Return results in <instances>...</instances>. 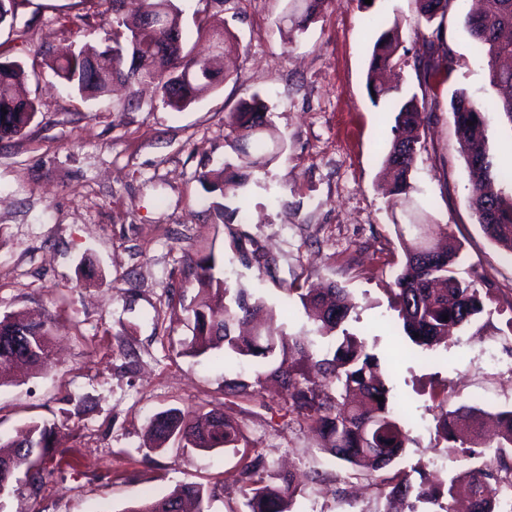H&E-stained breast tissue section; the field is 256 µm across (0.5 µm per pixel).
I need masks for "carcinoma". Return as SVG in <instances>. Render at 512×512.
I'll list each match as a JSON object with an SVG mask.
<instances>
[{
	"instance_id": "carcinoma-1",
	"label": "carcinoma",
	"mask_w": 512,
	"mask_h": 512,
	"mask_svg": "<svg viewBox=\"0 0 512 512\" xmlns=\"http://www.w3.org/2000/svg\"><path fill=\"white\" fill-rule=\"evenodd\" d=\"M112 21L103 29L101 45L82 44L71 54L55 61V75L86 98L105 96L117 81L133 88L155 85L161 102L180 111L210 93L228 77L218 60L224 57L227 38L224 27L201 24L198 37L212 41L220 37V51L202 57L185 47L181 11L175 0H142L132 19L121 13L120 0H110ZM303 10L291 19L288 39L304 30L326 0H302ZM453 0H417L419 13L432 20L444 13ZM18 0H0V26L14 28ZM468 32L485 54L488 80L496 92V109L512 124V68L500 64L512 57V40L502 32L512 29V0H483L479 14L467 20ZM401 23L393 20L373 44L367 73V89L375 93L372 101L386 100L393 112V139L383 161L392 177L390 193L398 199L413 189L411 172L422 147L421 130L430 123L432 113L419 110L416 97L403 100L398 87L383 82L388 70L401 65ZM421 84L428 90L447 79L435 44H423L416 55ZM32 73L19 60H0V139L20 136L33 122L38 106L19 93V87ZM487 108L460 94L451 101L455 135L466 156L470 194L468 204L485 237L512 254V197L495 189L507 176L489 155L485 127ZM268 106L259 94L225 116L227 137L236 153L235 162L201 173L202 180L220 191L222 197H236L247 186L253 170L279 157L281 151L270 146L263 136ZM404 260L392 292L405 335L416 346L434 354L451 327H464L484 311L479 289L458 276L463 263L461 247L451 241L446 224H398ZM188 267L198 286L199 299L187 309L192 322V338L185 353L200 356L211 349H223L221 363L235 358L269 360L273 367L256 373L254 382L224 379L230 391L245 393L265 378L281 382L289 409L309 419L327 441L326 451L353 468L369 473L391 465L407 447L409 430L403 413L391 402L390 389L379 374L377 357L366 342L343 328L354 303L350 294L336 285L323 293L299 294V300L314 332L329 340L324 349L308 336L282 329L266 334L256 330L245 336L237 332L243 325L261 327L275 317L273 308L244 288L231 289L215 272L208 257L188 258ZM51 327L44 321L26 318L0 319V374L17 361L41 366L47 359ZM383 397L378 401L377 397ZM471 421L464 433L456 428L458 411L446 412L438 430L450 452L468 460L485 457L481 420L487 411L462 406ZM498 442L493 458L469 467L450 482L397 480L389 495L403 501L413 499L435 507V512H455V485L468 484L473 496V512H502L499 491L512 486V410L495 414ZM150 433L158 445L174 440L193 448L220 446L237 448L243 435L237 424L224 414L211 410L196 416L170 409L156 416ZM56 433L46 424H32L15 439L0 438V492L8 491L17 472L24 468L32 480L41 478L37 462L53 453ZM237 482L246 499L248 512H293L299 492L293 474L267 480L265 462L255 456L241 466ZM206 491L198 484L183 485L159 499L146 500L127 512H185V503H196V512H205Z\"/></svg>"
}]
</instances>
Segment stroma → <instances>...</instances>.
I'll use <instances>...</instances> for the list:
<instances>
[{
	"instance_id": "stroma-1",
	"label": "stroma",
	"mask_w": 512,
	"mask_h": 512,
	"mask_svg": "<svg viewBox=\"0 0 512 512\" xmlns=\"http://www.w3.org/2000/svg\"><path fill=\"white\" fill-rule=\"evenodd\" d=\"M176 4L195 53L209 46L196 33L202 10L238 42L224 60L228 79L181 111L162 106L150 87L133 98L117 86L87 100L60 83L53 60L101 36L98 16L76 37L60 23L86 12L84 0H23L17 9L28 42L11 55L39 71L25 85L39 111L24 135L0 140V317L33 313L51 325L52 340L44 366L0 379V437L46 423L61 446L41 481L19 473L0 512H125L185 484L204 486L206 512H246L234 480L245 453L262 456L273 474L296 469L294 512H408L388 498L394 474L417 484L464 464L437 436L441 414L463 404L512 408V256L483 235L468 206L451 118L455 93L494 98L465 25L473 0H453L429 22L416 0H327L293 41L282 20L287 0ZM396 17L403 95L424 93L415 68L423 41L438 40L451 58L411 199L399 204L381 173L392 117L366 89L372 46ZM256 93L270 107L265 138L283 152L254 170L237 213L223 214L213 207L220 193L198 175L232 157L225 114ZM420 203L432 223L447 225L467 277L487 292L480 320L433 364L405 336L391 293L402 255L395 227ZM245 248L273 255L272 271L247 262ZM189 255L213 257L230 287L262 297L277 323L304 336L313 326L299 291L333 282L349 292L356 308L346 327L378 358L408 422L410 441L393 465L362 475L324 451L275 382L230 395L222 364L186 354L184 309L197 293ZM172 408L219 410L239 425L244 453L155 448L149 423Z\"/></svg>"
}]
</instances>
